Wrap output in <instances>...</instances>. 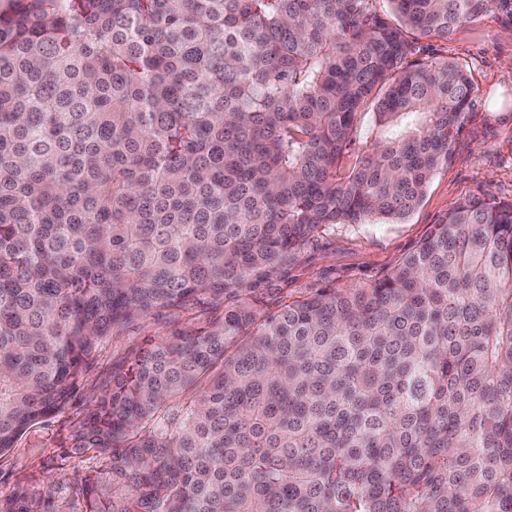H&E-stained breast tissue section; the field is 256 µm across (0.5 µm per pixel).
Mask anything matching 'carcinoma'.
<instances>
[{"instance_id": "cac0c4a2", "label": "carcinoma", "mask_w": 512, "mask_h": 512, "mask_svg": "<svg viewBox=\"0 0 512 512\" xmlns=\"http://www.w3.org/2000/svg\"><path fill=\"white\" fill-rule=\"evenodd\" d=\"M490 12L0 0V455L114 331L221 308L73 423L86 512H512V203L455 201L373 283L257 295L322 227L420 205L478 88L419 43Z\"/></svg>"}]
</instances>
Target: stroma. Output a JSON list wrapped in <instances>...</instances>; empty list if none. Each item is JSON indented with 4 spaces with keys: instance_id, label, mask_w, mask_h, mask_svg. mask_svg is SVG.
<instances>
[{
    "instance_id": "1",
    "label": "stroma",
    "mask_w": 512,
    "mask_h": 512,
    "mask_svg": "<svg viewBox=\"0 0 512 512\" xmlns=\"http://www.w3.org/2000/svg\"><path fill=\"white\" fill-rule=\"evenodd\" d=\"M425 56L466 65L478 88L448 164L437 169L421 204L404 221L322 228L296 259L261 285L272 306L321 288H350L382 278L419 246L458 199L512 202V20L482 17L459 27L451 39L429 40ZM205 322L198 312L159 308L110 336L65 409L31 427L0 457V500L31 512H85L84 478L97 459L72 453L69 434L90 393L127 368L152 339Z\"/></svg>"
}]
</instances>
